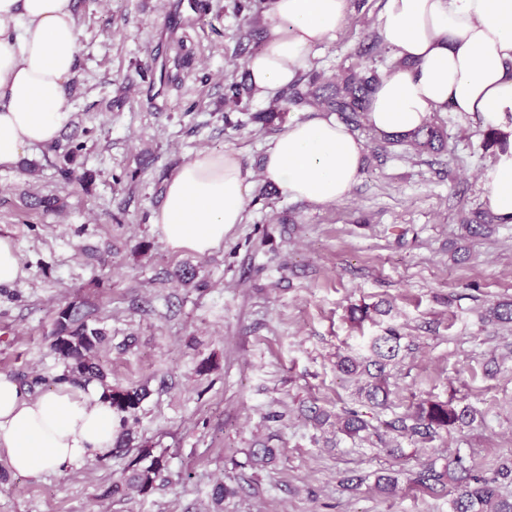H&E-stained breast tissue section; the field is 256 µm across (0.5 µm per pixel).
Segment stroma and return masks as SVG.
<instances>
[{"label": "stroma", "mask_w": 512, "mask_h": 512, "mask_svg": "<svg viewBox=\"0 0 512 512\" xmlns=\"http://www.w3.org/2000/svg\"><path fill=\"white\" fill-rule=\"evenodd\" d=\"M80 31L59 137L0 167V237L24 277L0 286V374L48 393L64 364L50 351L59 311L76 305L104 329L99 358L119 388L146 387L129 419L132 440L104 460L35 476L0 452V512H210L217 483L233 489L226 512H449L446 492L411 488L406 470L462 453L486 476L512 455V324L486 320L512 300V224L469 233L486 211V146L477 117L437 112L441 153L386 145L362 125L358 183L346 198L293 200L259 172L285 120L255 113L274 99L247 85L256 30L237 0H73ZM384 0H351L347 25L316 52L309 71L385 72L391 53L369 54ZM244 83L238 105L228 80ZM235 151L254 173L243 223L212 253L171 251L152 224L168 181L197 152ZM71 178H63L62 169ZM59 197L55 212L34 197ZM380 304L354 324L353 305ZM405 344L387 366L389 409L362 403L337 355H367L385 328ZM456 396L476 421L421 444L382 443L317 426L307 410H360L371 425L423 399ZM276 449L261 467L252 448ZM164 455L182 483L106 495L140 450ZM398 487L375 491L377 475Z\"/></svg>", "instance_id": "35a3bbf8"}]
</instances>
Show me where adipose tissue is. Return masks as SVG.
I'll return each instance as SVG.
<instances>
[{"label":"adipose tissue","instance_id":"ef3b65f1","mask_svg":"<svg viewBox=\"0 0 512 512\" xmlns=\"http://www.w3.org/2000/svg\"><path fill=\"white\" fill-rule=\"evenodd\" d=\"M349 15L350 0H271L267 36L245 61L253 87L264 94L288 87ZM377 27L398 64L370 99V126L408 136L432 113L450 110L512 135L505 121L512 0H385ZM78 51L73 0H0V166L58 138L70 116L67 86ZM364 154L361 139L318 113L276 135L261 176L287 197L332 204L358 182ZM482 182L488 209L511 224L512 150L499 154ZM251 185L236 152H198L169 180L153 225L170 250L210 253L242 223ZM118 421L99 382L34 396L0 375V452L17 473L107 457Z\"/></svg>","mask_w":512,"mask_h":512}]
</instances>
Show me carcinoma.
I'll list each match as a JSON object with an SVG mask.
<instances>
[{"mask_svg": "<svg viewBox=\"0 0 512 512\" xmlns=\"http://www.w3.org/2000/svg\"><path fill=\"white\" fill-rule=\"evenodd\" d=\"M379 81L376 73L360 75L350 72L336 76V81L327 82L317 72L303 76L284 90L275 99L276 107L271 112H259L253 116L266 124L281 118L293 107H310L321 112H334L349 125H359L365 118L369 98ZM406 141L418 152L434 151L444 145V133L436 125L427 123ZM489 319L499 323H512V301H502L487 310ZM403 336L395 329L373 339L370 357L360 361L345 356L337 363L338 371L346 377L357 379V393L374 408L384 407L391 396L385 369L387 362L395 359L402 349ZM104 334L77 319L74 308L68 306L59 312L55 321L54 340L51 352L65 363L63 374L55 377L51 384L60 385L74 380L99 381L109 391L112 406L120 414V421L139 409L145 399V390L137 387L114 388L108 384V373L97 358V350ZM455 396L446 401L424 399L419 401L409 415L398 416L386 426L413 438L417 442H431L442 431H449L476 419V410L455 404ZM338 431L350 438L364 440L370 435V423L356 410H345L336 418ZM131 476L128 486L145 493L167 469L162 456H153L147 449L129 464ZM411 484L430 491L441 487L452 495L450 512H512V496H505L500 488L503 483H512V460L502 462L492 477L481 474L470 460L459 453L448 458L438 467L434 464L412 472Z\"/></svg>", "mask_w": 512, "mask_h": 512, "instance_id": "1", "label": "carcinoma"}]
</instances>
